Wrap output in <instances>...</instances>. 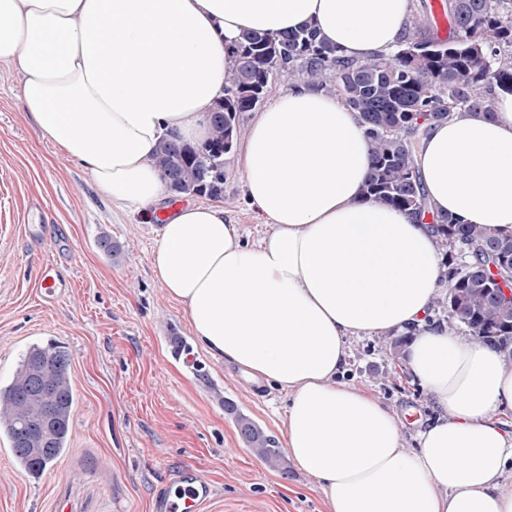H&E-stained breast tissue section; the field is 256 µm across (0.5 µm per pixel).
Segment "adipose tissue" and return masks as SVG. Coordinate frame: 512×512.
I'll use <instances>...</instances> for the list:
<instances>
[{
  "label": "adipose tissue",
  "mask_w": 512,
  "mask_h": 512,
  "mask_svg": "<svg viewBox=\"0 0 512 512\" xmlns=\"http://www.w3.org/2000/svg\"><path fill=\"white\" fill-rule=\"evenodd\" d=\"M411 0H0V63L22 75L41 138L89 169L112 209L163 216L153 273L196 342L286 396L285 447L328 512H512V358L430 323L443 245L430 225L366 199L370 147L355 112L298 83L255 112L239 147L246 199L267 224L246 243L218 204L166 211L152 157L208 135L231 46L246 30L316 25L361 61L393 53ZM421 137L434 214L512 235V95ZM411 335L407 366L436 418L402 442L397 414L343 381L347 339Z\"/></svg>",
  "instance_id": "obj_1"
}]
</instances>
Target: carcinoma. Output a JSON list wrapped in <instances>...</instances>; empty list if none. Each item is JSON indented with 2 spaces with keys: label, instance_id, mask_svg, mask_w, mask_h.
I'll list each match as a JSON object with an SVG mask.
<instances>
[{
  "label": "carcinoma",
  "instance_id": "obj_1",
  "mask_svg": "<svg viewBox=\"0 0 512 512\" xmlns=\"http://www.w3.org/2000/svg\"><path fill=\"white\" fill-rule=\"evenodd\" d=\"M452 34L441 39L414 32L388 56L355 61L324 42L314 25L269 33L247 32L232 46L234 67L209 115L211 135L202 144L164 140L154 167L170 193L224 198V157L237 139L238 118L264 101L271 83L303 78L360 113L371 149L366 197L415 216L430 218L448 249L441 255V281L448 295V328L463 325L481 343L512 355V237L483 225L434 216L418 165L420 138L433 122L456 109L494 112L497 92L512 93V0H445ZM97 245L111 257L123 246L107 233ZM495 264L500 279L480 274ZM70 356L58 344H33L11 382L0 387V435L16 463L39 472L67 449L75 403ZM245 443L267 464L284 467L275 438L238 414ZM44 436L41 451L31 440Z\"/></svg>",
  "mask_w": 512,
  "mask_h": 512
}]
</instances>
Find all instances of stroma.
I'll use <instances>...</instances> for the list:
<instances>
[{
	"label": "stroma",
	"mask_w": 512,
	"mask_h": 512,
	"mask_svg": "<svg viewBox=\"0 0 512 512\" xmlns=\"http://www.w3.org/2000/svg\"><path fill=\"white\" fill-rule=\"evenodd\" d=\"M224 173V210L257 242L267 227L247 206L237 153L225 156ZM34 204L47 223H27ZM103 232L123 244L120 256L99 250ZM159 235V224L114 214L91 173L40 137L22 109L20 74L0 63V386L30 345L56 341L70 354L75 392L68 447L42 474L20 468L0 438V512H150L186 465L215 487L205 512H327L314 478L269 466L242 440L225 402L281 442L285 395L195 341L153 274ZM49 261L60 275L53 300L39 288ZM394 341L350 337L345 379L398 413L412 450L435 406Z\"/></svg>",
	"instance_id": "obj_1"
}]
</instances>
